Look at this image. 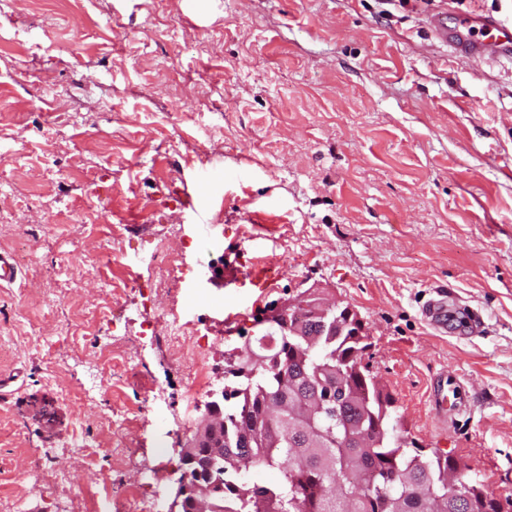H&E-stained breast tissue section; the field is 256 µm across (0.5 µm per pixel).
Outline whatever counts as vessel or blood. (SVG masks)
I'll return each mask as SVG.
<instances>
[{"instance_id": "vessel-or-blood-1", "label": "vessel or blood", "mask_w": 512, "mask_h": 512, "mask_svg": "<svg viewBox=\"0 0 512 512\" xmlns=\"http://www.w3.org/2000/svg\"><path fill=\"white\" fill-rule=\"evenodd\" d=\"M476 25L488 30H498L499 35L494 42H484L449 29L445 16L439 15L431 19L430 25L436 36L443 44L448 45L452 52L462 58H482L492 60H508L512 58V30L498 26L497 22L479 17ZM454 310L453 303L444 291H437L435 297L430 299L422 308L424 319L434 328L449 331V319ZM457 381H439L433 389L432 403L437 413L443 417H450L459 412L463 401L458 391Z\"/></svg>"}]
</instances>
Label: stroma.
<instances>
[{
	"label": "stroma",
	"instance_id": "stroma-1",
	"mask_svg": "<svg viewBox=\"0 0 512 512\" xmlns=\"http://www.w3.org/2000/svg\"><path fill=\"white\" fill-rule=\"evenodd\" d=\"M440 13L512 0H0V512H135L309 289L364 320L398 434L512 512V64L450 55ZM456 306L450 302L448 293L436 291V296L430 299L422 308L424 319L434 328L448 333L449 319ZM439 381L434 386L432 393V403L437 413L443 417H451L454 413L459 412L463 408V401L459 396V385L456 377L452 376ZM169 477L170 473L164 467L151 471L149 477L140 484L133 494L139 512H162L160 488Z\"/></svg>",
	"mask_w": 512,
	"mask_h": 512
}]
</instances>
